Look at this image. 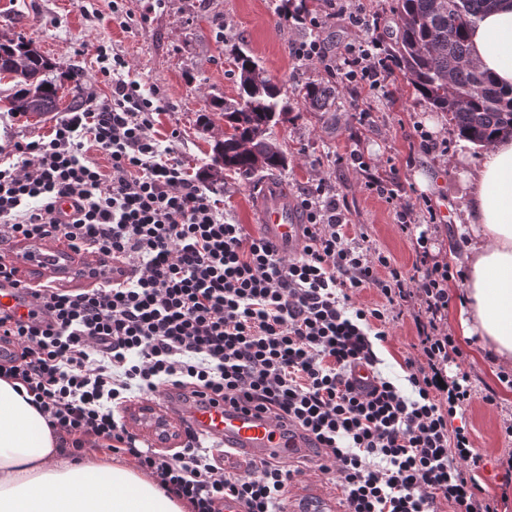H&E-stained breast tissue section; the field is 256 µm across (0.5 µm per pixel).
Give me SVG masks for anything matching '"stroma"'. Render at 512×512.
I'll return each mask as SVG.
<instances>
[{
  "label": "stroma",
  "instance_id": "obj_1",
  "mask_svg": "<svg viewBox=\"0 0 512 512\" xmlns=\"http://www.w3.org/2000/svg\"><path fill=\"white\" fill-rule=\"evenodd\" d=\"M281 0H166L162 9L146 13L143 0H125L132 16L122 24L112 13L110 0H0V39L24 36L53 65V75L64 88L85 97L95 88L99 97L112 93L111 79L103 77L97 62L98 46L123 55L128 68L125 81H135L144 96L164 93L157 118L160 136L178 131L170 147L174 156L191 173L201 172L212 162L213 148L224 137V119L214 105L230 107L238 99L239 73L233 64L236 49L247 51L284 91L289 92L288 110L269 134L285 152L288 165L277 171L290 195L325 178L333 190L352 231L364 233L370 245L403 268H412L416 254L412 239L399 230L394 210L384 199L364 186L363 174L348 164H337L338 156L361 148L373 158L395 167L399 184L407 194L428 197L441 216L431 232L435 260L447 262L458 254L465 238L457 226L464 202L460 173L478 165L483 151L462 140L445 113L431 107L404 79L391 78L392 100L377 94L353 95L337 85L336 99L316 110L293 97L294 88L308 82H327L316 66H303L289 52L295 22L281 11ZM83 72L80 85L68 79L69 70ZM13 91L11 78L0 79V134L17 140H34L48 135L53 121L34 123L7 110L6 96ZM371 108L367 123L355 115ZM211 113V123L200 120ZM446 140L447 152H427L420 146L417 127ZM256 179L228 172L223 188L214 190L227 222L244 225L257 233L254 189ZM416 329L411 316L392 323L386 341H374L377 369L404 395L412 388L405 360L415 356ZM464 365L472 372L479 395L462 422L472 433L484 459L477 480L486 494L501 498L502 512H512V484H506L499 458L512 451V437L505 436L503 422L512 417V388L498 379L501 370L483 354L479 337L459 339ZM494 395V404L483 395Z\"/></svg>",
  "mask_w": 512,
  "mask_h": 512
}]
</instances>
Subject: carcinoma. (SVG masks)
I'll return each mask as SVG.
<instances>
[{
  "label": "carcinoma",
  "mask_w": 512,
  "mask_h": 512,
  "mask_svg": "<svg viewBox=\"0 0 512 512\" xmlns=\"http://www.w3.org/2000/svg\"><path fill=\"white\" fill-rule=\"evenodd\" d=\"M399 37L394 55L413 89L449 121L465 141L488 147L501 135L512 136V88L498 86L470 60L467 32L497 0H395ZM235 62L239 101L224 111L231 132L216 144L208 174L211 184L227 170L241 176L283 169L287 156L267 137L276 115L288 111V98L265 70L243 50ZM50 65L31 43L19 37L0 42V75L17 80L21 89L9 98L10 111L21 115L58 110L59 88L48 79ZM336 88L308 83L298 90L304 102L322 109Z\"/></svg>",
  "instance_id": "cac0c4a2"
}]
</instances>
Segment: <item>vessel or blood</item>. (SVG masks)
<instances>
[{"label":"vessel or blood","instance_id":"b4317fda","mask_svg":"<svg viewBox=\"0 0 512 512\" xmlns=\"http://www.w3.org/2000/svg\"><path fill=\"white\" fill-rule=\"evenodd\" d=\"M257 198V223L261 234L280 252L299 250L303 224L281 183L264 178ZM88 252L73 253L54 239L36 243L19 240L0 254V261L17 270L18 278L40 293L71 285L79 265L87 264ZM81 278V277H78ZM83 287L93 286L90 277L81 278ZM124 416L141 433L162 430L179 434L190 431L209 440L214 446L251 463L265 461L274 465L296 462L311 442L299 434L284 431L276 420L261 413L247 402L231 403L196 395L188 401L178 400L175 390L167 389L157 399L140 404H126ZM291 512H331L326 499L310 497L292 490L288 500Z\"/></svg>","mask_w":512,"mask_h":512}]
</instances>
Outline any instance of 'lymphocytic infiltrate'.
<instances>
[{"label":"lymphocytic infiltrate","instance_id":"lymphocytic-infiltrate-1","mask_svg":"<svg viewBox=\"0 0 512 512\" xmlns=\"http://www.w3.org/2000/svg\"><path fill=\"white\" fill-rule=\"evenodd\" d=\"M339 17L368 36L332 54L320 34ZM380 28L364 0H315L300 14L291 54L354 92L389 99L395 62ZM160 110L139 84L116 78L110 98L66 113L48 137L0 148V244L60 238L135 270L113 287L56 288L35 296L27 314L1 313L11 345L0 347V377L25 387L73 453L131 456L193 512H224L228 498L245 512H286L295 473L225 471L223 457L191 434L176 452L140 450L120 412L130 400L168 386L245 398L314 437L319 470L338 476L345 512H435L440 498L452 512H498L475 478L481 457L470 432L448 426L477 393L445 325L448 284L465 273L429 259L425 227L440 221L430 199L399 196L396 179L353 149L351 164L394 205L401 232L424 227L413 270L351 237L322 179L297 198L303 246L283 254L226 222L198 177L161 147ZM368 288L381 305L357 303ZM406 313L418 340L417 357L405 361L409 397L379 374L373 349ZM360 367L368 383L355 379Z\"/></svg>","mask_w":512,"mask_h":512}]
</instances>
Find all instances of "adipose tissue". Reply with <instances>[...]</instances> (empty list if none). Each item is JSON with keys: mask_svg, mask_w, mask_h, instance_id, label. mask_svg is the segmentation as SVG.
Masks as SVG:
<instances>
[{"mask_svg": "<svg viewBox=\"0 0 512 512\" xmlns=\"http://www.w3.org/2000/svg\"><path fill=\"white\" fill-rule=\"evenodd\" d=\"M470 57L512 85V0L470 29ZM471 237L464 247L469 312L457 330L477 336L497 363H512V139L491 145L461 175ZM0 512H191L126 463L61 448L45 418L0 378Z\"/></svg>", "mask_w": 512, "mask_h": 512, "instance_id": "1", "label": "adipose tissue"}]
</instances>
